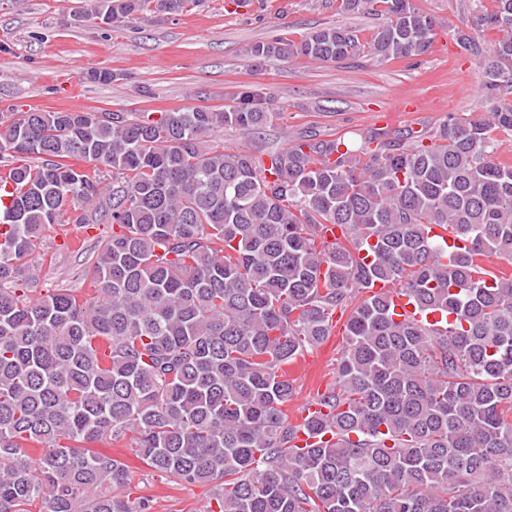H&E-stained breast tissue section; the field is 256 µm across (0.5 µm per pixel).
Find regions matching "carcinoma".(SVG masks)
Instances as JSON below:
<instances>
[{
    "label": "carcinoma",
    "mask_w": 512,
    "mask_h": 512,
    "mask_svg": "<svg viewBox=\"0 0 512 512\" xmlns=\"http://www.w3.org/2000/svg\"><path fill=\"white\" fill-rule=\"evenodd\" d=\"M186 0H91L123 27ZM472 0L448 36L477 61L486 117L448 114L430 142L373 128L363 145L260 135L270 97L169 112L0 111V512H148L127 466L93 446L135 433L140 459L210 486L207 512H512V0ZM380 5L364 41L334 26L246 48L267 61L423 55L437 26L415 0ZM376 144L373 150L368 145ZM56 224L114 226L89 259L94 296L38 287L23 260ZM342 238L320 249V228ZM448 229L467 243L448 255ZM367 250L372 259L358 261ZM390 284L443 329L393 318ZM348 312L328 409L288 421L283 367ZM316 438L293 445L298 430ZM331 437H325V434Z\"/></svg>",
    "instance_id": "carcinoma-1"
}]
</instances>
